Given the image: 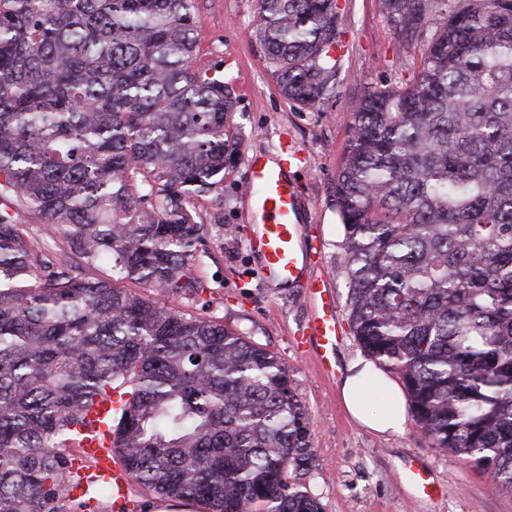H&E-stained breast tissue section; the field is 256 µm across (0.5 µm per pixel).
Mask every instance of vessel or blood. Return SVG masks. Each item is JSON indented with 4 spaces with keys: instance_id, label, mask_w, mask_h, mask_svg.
Returning a JSON list of instances; mask_svg holds the SVG:
<instances>
[{
    "instance_id": "b4317fda",
    "label": "vessel or blood",
    "mask_w": 512,
    "mask_h": 512,
    "mask_svg": "<svg viewBox=\"0 0 512 512\" xmlns=\"http://www.w3.org/2000/svg\"><path fill=\"white\" fill-rule=\"evenodd\" d=\"M245 195L250 201V220L257 230L249 249L259 257L256 273L265 281L284 284L306 282L312 297L319 302L316 313L302 330V342L317 344L322 367H329L339 341L338 320L332 299L326 298L325 277L308 274L307 254L297 229L299 193L294 181L283 168L268 164L264 156L255 154L248 159ZM123 403L120 392L111 397L94 399L87 410L90 424L82 428L83 445L96 461V468L111 473L118 487H126L128 477L116 457L107 453L113 445V435L105 418Z\"/></svg>"
}]
</instances>
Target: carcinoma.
I'll return each instance as SVG.
<instances>
[{"label":"carcinoma","instance_id":"carcinoma-1","mask_svg":"<svg viewBox=\"0 0 512 512\" xmlns=\"http://www.w3.org/2000/svg\"><path fill=\"white\" fill-rule=\"evenodd\" d=\"M281 93H336V0H257ZM419 69L354 106L336 173L352 333L431 447L512 491V0H383ZM195 0H0V512H114L69 451L93 397L130 487L210 512H321L288 367L200 300L193 200L239 152ZM48 222L47 255L21 212Z\"/></svg>","mask_w":512,"mask_h":512}]
</instances>
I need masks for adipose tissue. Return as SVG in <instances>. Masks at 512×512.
I'll use <instances>...</instances> for the list:
<instances>
[{
  "label": "adipose tissue",
  "mask_w": 512,
  "mask_h": 512,
  "mask_svg": "<svg viewBox=\"0 0 512 512\" xmlns=\"http://www.w3.org/2000/svg\"><path fill=\"white\" fill-rule=\"evenodd\" d=\"M377 389L385 390L389 408L385 413L372 415L362 410L360 399ZM341 397L350 416L374 432L397 434L405 427L402 389L369 359L358 357L350 362L342 381Z\"/></svg>",
  "instance_id": "adipose-tissue-1"
}]
</instances>
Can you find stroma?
Returning a JSON list of instances; mask_svg holds the SVG:
<instances>
[{"label": "stroma", "mask_w": 512, "mask_h": 512, "mask_svg": "<svg viewBox=\"0 0 512 512\" xmlns=\"http://www.w3.org/2000/svg\"><path fill=\"white\" fill-rule=\"evenodd\" d=\"M341 18L339 83L321 110L303 111L281 94L257 35V0H196L198 59L220 64L236 98L227 136L239 154L224 172L222 194L195 199L210 224L200 272L207 290L200 301L178 300L188 313L264 345L286 364L312 423L314 465L303 482L323 512H512V492L496 489L490 474L463 457L433 449L414 419L401 434H374L354 421L341 396L349 363L363 350L349 325L348 279L341 263L344 229L336 212V171L354 122L351 104L369 87L409 82L421 57L418 41L396 32L382 0H337ZM297 154L292 177L301 195L299 229L312 249V271L327 277L342 340L336 373L326 376L314 353L297 347L313 313L307 289L265 282L246 242L253 230L244 195L253 154ZM422 466L440 487L416 492L410 465Z\"/></svg>", "instance_id": "obj_1"}]
</instances>
